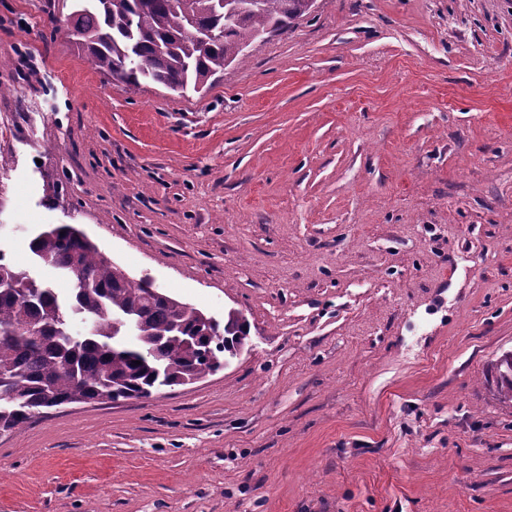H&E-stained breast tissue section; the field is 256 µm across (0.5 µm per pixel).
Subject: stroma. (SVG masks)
Returning <instances> with one entry per match:
<instances>
[{"label":"stroma","instance_id":"stroma-1","mask_svg":"<svg viewBox=\"0 0 512 512\" xmlns=\"http://www.w3.org/2000/svg\"><path fill=\"white\" fill-rule=\"evenodd\" d=\"M57 3L0 0V249L55 284L31 234L77 225L249 336L0 434V512H512V0H315L181 95ZM497 389L496 398L500 402H512V352L503 354L496 360Z\"/></svg>","mask_w":512,"mask_h":512}]
</instances>
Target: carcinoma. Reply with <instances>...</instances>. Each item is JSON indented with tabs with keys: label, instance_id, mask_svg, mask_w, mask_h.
<instances>
[{
	"label": "carcinoma",
	"instance_id": "obj_1",
	"mask_svg": "<svg viewBox=\"0 0 512 512\" xmlns=\"http://www.w3.org/2000/svg\"><path fill=\"white\" fill-rule=\"evenodd\" d=\"M69 37L95 69L130 90L153 83L198 88L273 29L293 27L314 0H250L229 15L224 0H73ZM74 224L33 234L37 261L72 282L65 298L0 251V428L23 426L48 408L151 395L200 378L241 348L242 315L206 322L203 310L134 280ZM32 325L36 337L14 330ZM140 365H135V361ZM496 398L512 402V352L496 360Z\"/></svg>",
	"mask_w": 512,
	"mask_h": 512
}]
</instances>
